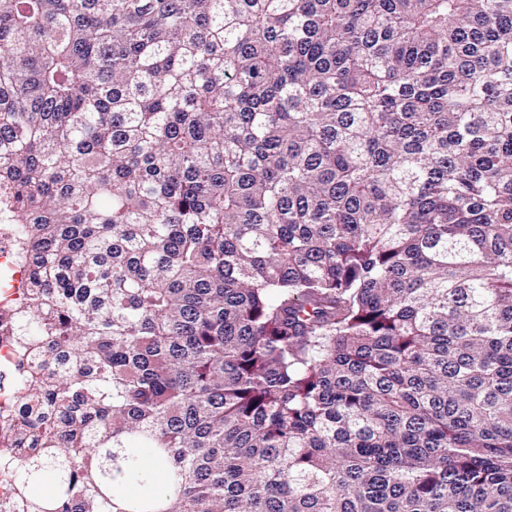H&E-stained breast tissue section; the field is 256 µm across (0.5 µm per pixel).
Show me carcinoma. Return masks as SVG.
Returning <instances> with one entry per match:
<instances>
[{
	"label": "carcinoma",
	"instance_id": "cac0c4a2",
	"mask_svg": "<svg viewBox=\"0 0 512 512\" xmlns=\"http://www.w3.org/2000/svg\"><path fill=\"white\" fill-rule=\"evenodd\" d=\"M0 224L15 512H512V0H0ZM8 226L0 225V452L1 448H10L4 440V428L9 419L18 416L16 405L12 404L13 391L17 382L18 354L14 337L3 314L10 311L12 304L20 299L22 288H26L27 270L20 262L17 237ZM0 454V510L2 503L8 500L3 485L7 478L2 467ZM10 512V511H2Z\"/></svg>",
	"mask_w": 512,
	"mask_h": 512
}]
</instances>
